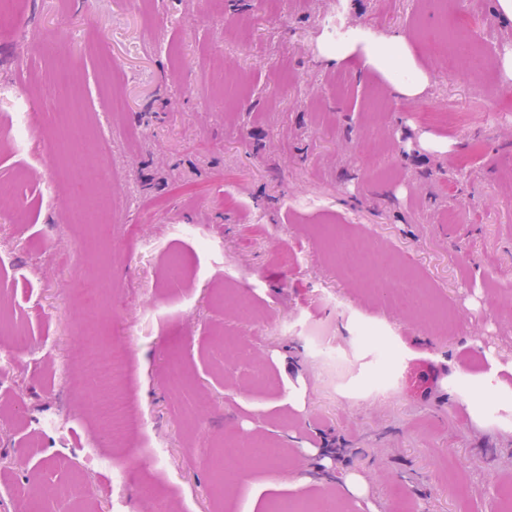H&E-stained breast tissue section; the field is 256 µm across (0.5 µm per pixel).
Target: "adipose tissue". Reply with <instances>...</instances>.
Returning a JSON list of instances; mask_svg holds the SVG:
<instances>
[{"mask_svg": "<svg viewBox=\"0 0 512 512\" xmlns=\"http://www.w3.org/2000/svg\"><path fill=\"white\" fill-rule=\"evenodd\" d=\"M363 50L365 64L384 74L394 92L401 97L417 95L426 77L415 65L411 48L404 36L373 38L362 32H354L344 46L327 51L329 60L345 61L355 50Z\"/></svg>", "mask_w": 512, "mask_h": 512, "instance_id": "adipose-tissue-1", "label": "adipose tissue"}]
</instances>
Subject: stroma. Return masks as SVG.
<instances>
[{
	"mask_svg": "<svg viewBox=\"0 0 512 512\" xmlns=\"http://www.w3.org/2000/svg\"><path fill=\"white\" fill-rule=\"evenodd\" d=\"M0 88L23 81L42 126L14 148L0 101V325L29 353L0 377V512H505L512 490V21L496 0H0ZM487 63L426 51L446 18ZM407 38L428 85L403 99L358 60L354 30ZM114 72L102 77L101 55ZM85 100L74 188L53 130L60 67ZM120 92L125 110L108 115ZM449 112L435 123L428 115ZM109 216L91 238L76 212ZM390 263L361 285L330 249ZM294 255L284 264L282 249ZM452 329L398 299L405 276ZM251 302L255 321L238 317ZM125 348L129 434L96 429L83 337ZM324 326L343 364L305 328ZM238 338L244 356L218 337ZM179 360L184 384L167 383ZM266 375L251 383L254 369ZM281 448L276 459L246 451ZM122 460L123 484L86 463ZM156 486L158 498L139 489Z\"/></svg>",
	"mask_w": 512,
	"mask_h": 512,
	"instance_id": "1",
	"label": "stroma"
}]
</instances>
